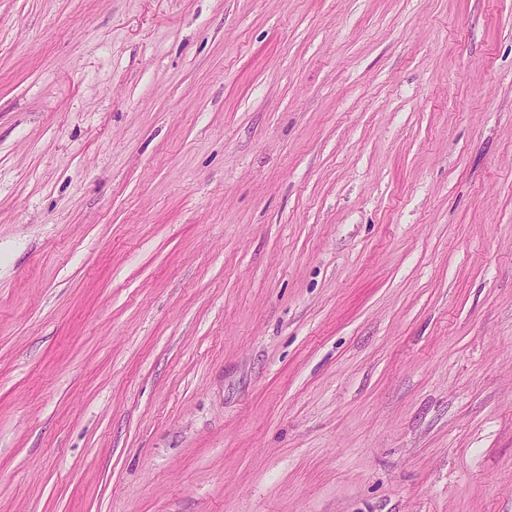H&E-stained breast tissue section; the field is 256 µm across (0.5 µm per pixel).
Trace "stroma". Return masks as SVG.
Instances as JSON below:
<instances>
[{"mask_svg": "<svg viewBox=\"0 0 512 512\" xmlns=\"http://www.w3.org/2000/svg\"><path fill=\"white\" fill-rule=\"evenodd\" d=\"M0 512H512V0H0Z\"/></svg>", "mask_w": 512, "mask_h": 512, "instance_id": "stroma-1", "label": "stroma"}]
</instances>
